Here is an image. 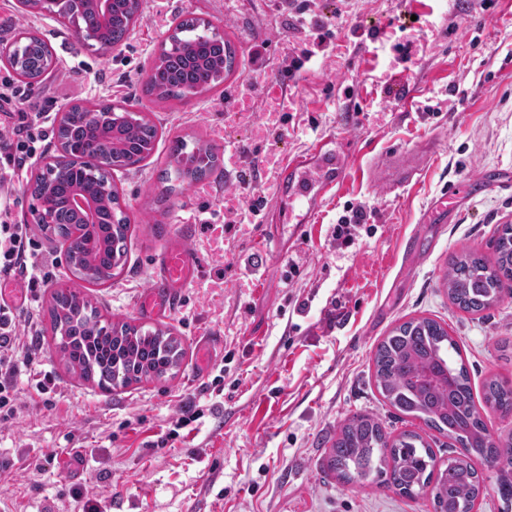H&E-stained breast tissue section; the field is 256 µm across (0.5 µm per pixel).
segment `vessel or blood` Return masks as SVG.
<instances>
[{
  "label": "vessel or blood",
  "mask_w": 512,
  "mask_h": 512,
  "mask_svg": "<svg viewBox=\"0 0 512 512\" xmlns=\"http://www.w3.org/2000/svg\"><path fill=\"white\" fill-rule=\"evenodd\" d=\"M255 97L256 86L249 79L237 81L229 93L235 110L246 120L251 117ZM334 142V137L321 136L300 153L275 162H262L277 204L269 208L257 203L252 208L251 221L260 228L254 239L253 257L248 263L254 273H269L275 260L287 256L291 244L318 213L327 193L344 181L348 155L332 154L330 147ZM483 187V182L478 180L458 190L449 189L438 197L435 205L444 211L453 209L462 197L475 194ZM196 267L192 249L179 241L169 244L146 294L145 309L158 313L167 311L173 298L194 280Z\"/></svg>",
  "instance_id": "b4317fda"
}]
</instances>
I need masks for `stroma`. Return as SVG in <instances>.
I'll use <instances>...</instances> for the list:
<instances>
[{
  "label": "stroma",
  "mask_w": 512,
  "mask_h": 512,
  "mask_svg": "<svg viewBox=\"0 0 512 512\" xmlns=\"http://www.w3.org/2000/svg\"><path fill=\"white\" fill-rule=\"evenodd\" d=\"M209 21L234 43L228 83L249 77L250 53L261 49L260 82L288 80V105L258 94L256 121L280 112L281 125L253 139L251 128L224 110L223 86L177 104L146 96L143 81L160 48L184 17ZM315 22L330 29V48L315 32L292 28L287 10L267 0H145L141 18L108 53L88 49L75 28L0 0V43L18 28L51 45L57 64L27 86L37 111L57 116L76 102L120 104L158 130L144 162L112 172L131 235L125 267L103 285L77 280L59 239L38 235L56 263L55 279L27 311L41 345L33 367L49 374L61 400L47 409L22 386L25 410L0 422V512H80L77 489L104 495L102 512H434L430 497L407 498L379 483L345 484L325 468L340 425L352 414L375 416L390 437L414 431L437 458L460 446L417 418L397 414L378 392L372 352L399 324L419 317L441 323L458 343L474 395L491 377L512 382V296L480 313L448 299L443 276L451 254L492 257L500 225L512 224V0H315ZM419 51L404 57L400 43ZM291 42L312 51L306 71L288 72L279 51ZM392 84L410 85L408 101L390 98ZM351 142L346 181L327 198L288 256L268 279L245 276L257 227H226L224 192L245 202L271 199L263 158L304 150L316 137ZM241 140L243 167L216 164L198 181L162 180L175 170L173 140L220 148ZM420 150L422 169L389 192L368 173L390 148ZM484 177L490 187L445 215L432 202L451 186ZM365 204L367 219L350 247L329 235L345 206ZM211 230H203L202 219ZM416 254L405 260L401 242ZM184 241L198 275L168 313L144 314L139 303L153 283L166 244ZM62 287L83 291L112 323L127 322L177 337L175 375L103 392L79 380L51 342L49 308ZM200 405L191 430L159 445L179 402ZM55 454L46 471L32 457Z\"/></svg>",
  "instance_id": "stroma-1"
}]
</instances>
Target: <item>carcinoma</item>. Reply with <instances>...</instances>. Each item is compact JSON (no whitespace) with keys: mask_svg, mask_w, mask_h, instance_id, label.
<instances>
[{"mask_svg":"<svg viewBox=\"0 0 512 512\" xmlns=\"http://www.w3.org/2000/svg\"><path fill=\"white\" fill-rule=\"evenodd\" d=\"M84 17L96 34L98 49L107 51L135 22L133 0H112V24L108 26L99 25L90 3L85 5ZM17 54V76L23 82L39 78L53 65L51 48L33 35L17 44ZM234 62L235 52L228 38L201 19L187 18L176 25L169 44L162 47L158 64L144 82V92L160 99L180 100L223 79L233 70ZM92 111L112 113V130L87 128L83 114ZM64 136L76 149L73 171L89 177L86 189L96 193L107 176L94 170L91 160L107 151L114 167L133 166L145 160L142 153L153 152L157 128L119 105L88 103L73 107ZM186 148L183 141L172 147L178 176L200 179L209 175L216 163L214 149L199 143L189 153ZM47 174L41 170L30 179L33 198L46 199L55 215L54 223L40 224L39 230L67 243L70 266L95 271L92 276L81 273L77 279L105 284L112 278V270L123 262L130 228V219L120 222L118 190H110L101 204L98 223L89 231L96 242L89 259L79 246L70 244L72 230L81 220L70 209L69 182ZM493 249V264L475 252L450 258L446 288L449 300L459 309L482 312L512 293V224L497 230ZM50 314L51 331L60 337L57 348L68 368L104 390L164 378L179 365L177 338L127 323H107L78 290L63 288L56 292ZM453 353L460 354L458 344L443 325L430 318L411 319L376 346L374 381L394 410L423 420L427 427L464 448L465 455L439 461L420 434L404 432L392 439L373 417L356 414L340 427L326 458L327 471L345 483L363 482L374 473L382 484L406 496H431L434 512H471L484 481L476 468L479 463L500 472L501 496L512 498V478L508 477L512 473V439L497 442L492 438L476 406L468 369L453 361ZM426 371L434 375L435 382L422 386L416 377ZM483 400L501 414H511L512 384L497 378L487 380Z\"/></svg>","mask_w":512,"mask_h":512,"instance_id":"1","label":"carcinoma"}]
</instances>
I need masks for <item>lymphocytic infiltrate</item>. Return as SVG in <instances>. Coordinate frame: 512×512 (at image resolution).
Returning <instances> with one entry per match:
<instances>
[{"mask_svg":"<svg viewBox=\"0 0 512 512\" xmlns=\"http://www.w3.org/2000/svg\"><path fill=\"white\" fill-rule=\"evenodd\" d=\"M25 92L11 76L0 77V285H20L24 298H37L54 276L53 266L40 259L31 228L12 221L18 203L16 186L27 173L39 143L45 142L48 129L39 115L25 112ZM20 311L8 302L0 303V421L15 419L23 408L18 381L28 376L37 394L49 392L48 379L29 377L33 362L32 344L18 334Z\"/></svg>","mask_w":512,"mask_h":512,"instance_id":"obj_1","label":"lymphocytic infiltrate"}]
</instances>
